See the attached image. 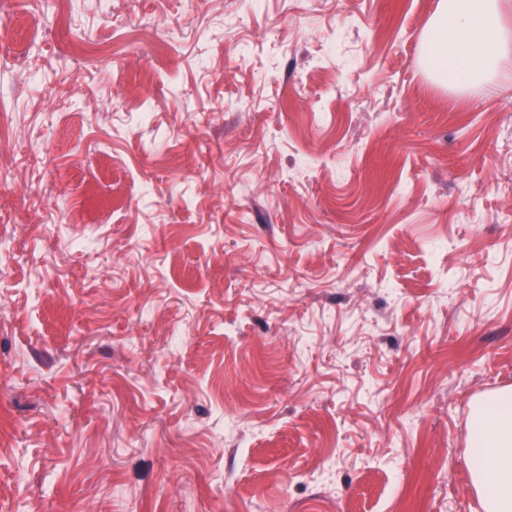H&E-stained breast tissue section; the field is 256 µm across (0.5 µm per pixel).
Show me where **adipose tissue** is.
Here are the masks:
<instances>
[{
  "instance_id": "ef3b65f1",
  "label": "adipose tissue",
  "mask_w": 512,
  "mask_h": 512,
  "mask_svg": "<svg viewBox=\"0 0 512 512\" xmlns=\"http://www.w3.org/2000/svg\"><path fill=\"white\" fill-rule=\"evenodd\" d=\"M503 0H440L428 23L423 64L436 81L482 91L488 72L512 66ZM469 456L486 512H512V391L472 405Z\"/></svg>"
}]
</instances>
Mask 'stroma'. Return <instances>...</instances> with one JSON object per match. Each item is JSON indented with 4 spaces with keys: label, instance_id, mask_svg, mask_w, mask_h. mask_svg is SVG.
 <instances>
[{
    "label": "stroma",
    "instance_id": "obj_1",
    "mask_svg": "<svg viewBox=\"0 0 512 512\" xmlns=\"http://www.w3.org/2000/svg\"><path fill=\"white\" fill-rule=\"evenodd\" d=\"M438 5L13 13L0 512H485L468 445L474 400L512 389V68L432 80Z\"/></svg>",
    "mask_w": 512,
    "mask_h": 512
}]
</instances>
